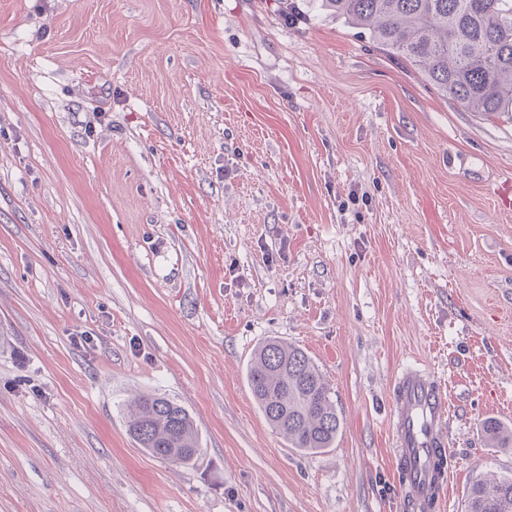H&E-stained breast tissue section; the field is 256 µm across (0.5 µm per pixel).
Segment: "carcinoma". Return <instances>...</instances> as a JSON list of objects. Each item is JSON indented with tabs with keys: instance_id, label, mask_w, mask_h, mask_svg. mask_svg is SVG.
I'll return each mask as SVG.
<instances>
[{
	"instance_id": "obj_1",
	"label": "carcinoma",
	"mask_w": 512,
	"mask_h": 512,
	"mask_svg": "<svg viewBox=\"0 0 512 512\" xmlns=\"http://www.w3.org/2000/svg\"><path fill=\"white\" fill-rule=\"evenodd\" d=\"M336 17L358 25L467 110L490 116L512 109V0H325ZM253 398L290 447L330 448L341 420L323 376L298 346L270 338L248 370ZM128 433L148 453L189 467L198 432L181 405L143 395L130 405ZM487 440L512 447V427L489 419ZM466 512H512V476L476 481Z\"/></svg>"
}]
</instances>
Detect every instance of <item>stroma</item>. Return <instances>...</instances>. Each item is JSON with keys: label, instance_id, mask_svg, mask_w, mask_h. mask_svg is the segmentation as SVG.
I'll use <instances>...</instances> for the list:
<instances>
[{"label": "stroma", "instance_id": "1", "mask_svg": "<svg viewBox=\"0 0 512 512\" xmlns=\"http://www.w3.org/2000/svg\"><path fill=\"white\" fill-rule=\"evenodd\" d=\"M319 366L302 454L246 381ZM405 367L450 481L512 474V117L471 112L322 0H0V512H402ZM184 406L186 467L127 432ZM253 398L291 448L314 454L331 448L341 428L323 376L298 346L270 338L254 352L248 370ZM128 433L148 453L192 466L200 452L198 432L181 405L157 395H143L130 405ZM483 433L487 440L496 444L497 448L512 447V427L498 420H486L483 424Z\"/></svg>", "mask_w": 512, "mask_h": 512}]
</instances>
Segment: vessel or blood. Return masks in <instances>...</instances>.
Segmentation results:
<instances>
[{
  "label": "vessel or blood",
  "instance_id": "vessel-or-blood-1",
  "mask_svg": "<svg viewBox=\"0 0 512 512\" xmlns=\"http://www.w3.org/2000/svg\"><path fill=\"white\" fill-rule=\"evenodd\" d=\"M448 404L435 376L406 368L396 377L390 425L398 472L404 473V512H438L448 485V469L438 450L447 439Z\"/></svg>",
  "mask_w": 512,
  "mask_h": 512
}]
</instances>
